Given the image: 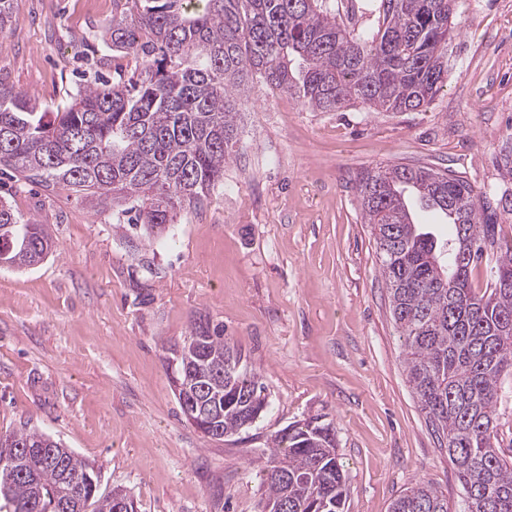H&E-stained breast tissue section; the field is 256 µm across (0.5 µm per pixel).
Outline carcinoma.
Here are the masks:
<instances>
[{
  "instance_id": "cac0c4a2",
  "label": "carcinoma",
  "mask_w": 512,
  "mask_h": 512,
  "mask_svg": "<svg viewBox=\"0 0 512 512\" xmlns=\"http://www.w3.org/2000/svg\"><path fill=\"white\" fill-rule=\"evenodd\" d=\"M132 20L113 15L104 42L141 66L127 80L93 83L55 112L0 84V168L47 187L63 184L86 198L130 200L136 221L163 234L178 213L199 204L224 179L237 143L239 107L259 80L313 111L355 103L381 112L429 105L447 73L453 0H381L377 31H355L328 0H141ZM448 224L439 240L422 231L404 192ZM364 223L371 225L389 292V310L404 341L407 381L461 487L462 512H512V460L495 448L498 381L512 369V249L493 257L495 213L450 170L394 164L359 176ZM466 243L467 262L452 256ZM52 249L45 225L0 200V261L30 267ZM489 268L474 283V271ZM241 363L234 378L195 375L197 398L215 414L196 422L222 440L268 409L266 387L243 363L224 326L194 324L189 348L167 358L169 381L190 367ZM261 460L265 501L288 512H344L346 474L335 434L321 417L275 432ZM27 426L0 446V499L8 512H116L114 492L73 451ZM84 495L72 496V483ZM391 512H448V498L418 481Z\"/></svg>"
}]
</instances>
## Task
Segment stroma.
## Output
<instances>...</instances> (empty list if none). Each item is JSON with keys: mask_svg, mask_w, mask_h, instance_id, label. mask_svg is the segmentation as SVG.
Here are the masks:
<instances>
[{"mask_svg": "<svg viewBox=\"0 0 512 512\" xmlns=\"http://www.w3.org/2000/svg\"><path fill=\"white\" fill-rule=\"evenodd\" d=\"M134 0H18L0 35V81L53 112L136 59L104 29ZM458 32L434 101L411 112H315L254 83L238 142L203 204L163 238L125 204L0 174V199L46 225L54 248L0 266V435L30 424L120 487L138 512H262L258 460L275 431L330 422L345 512H390L417 481L460 512L461 488L413 394L358 177L394 164L449 169L496 210L512 247V0H454ZM224 325L270 406L217 441L190 424L166 357L195 319Z\"/></svg>", "mask_w": 512, "mask_h": 512, "instance_id": "stroma-1", "label": "stroma"}]
</instances>
